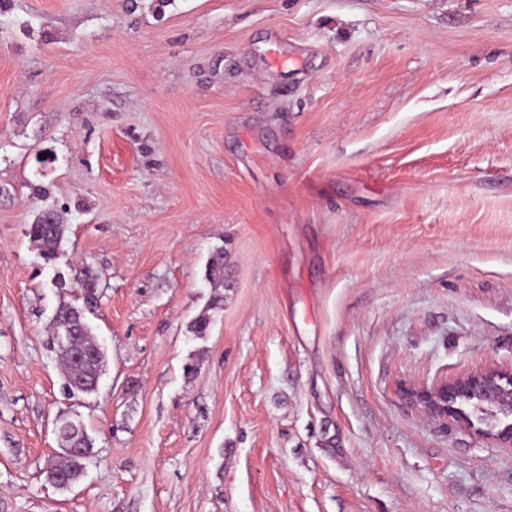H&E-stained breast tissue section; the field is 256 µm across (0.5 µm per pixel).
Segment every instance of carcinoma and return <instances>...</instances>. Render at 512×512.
<instances>
[{
  "label": "carcinoma",
  "mask_w": 512,
  "mask_h": 512,
  "mask_svg": "<svg viewBox=\"0 0 512 512\" xmlns=\"http://www.w3.org/2000/svg\"><path fill=\"white\" fill-rule=\"evenodd\" d=\"M65 230L66 225L62 224L57 209L47 207L38 213L30 225L29 235L39 247L43 259L52 260L56 257ZM208 277L216 284L223 281L224 251H216L210 257ZM53 328L51 340L59 348L61 364L70 388L84 393L96 391L105 356L91 334L84 312L70 303H60L54 315ZM58 438L61 452L50 462L47 478L56 481L57 487L68 489L83 476L93 445L84 428L69 420L61 421Z\"/></svg>",
  "instance_id": "1"
}]
</instances>
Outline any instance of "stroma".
Here are the masks:
<instances>
[{"instance_id":"1","label":"stroma","mask_w":512,"mask_h":512,"mask_svg":"<svg viewBox=\"0 0 512 512\" xmlns=\"http://www.w3.org/2000/svg\"><path fill=\"white\" fill-rule=\"evenodd\" d=\"M63 301L105 352L91 394ZM491 367L512 0H8L0 512H512V447L401 392ZM64 418L95 454L63 490ZM66 230L60 220V213L54 207L41 210L30 225L29 235L40 250L44 260H52L58 253ZM53 345L57 344L60 359L68 385L84 393L98 389L104 365V352L92 336L85 320L84 312L71 303L61 302L55 312L53 321ZM72 336L70 339L64 337ZM63 336V337H59ZM82 349L84 359H77L73 352Z\"/></svg>"}]
</instances>
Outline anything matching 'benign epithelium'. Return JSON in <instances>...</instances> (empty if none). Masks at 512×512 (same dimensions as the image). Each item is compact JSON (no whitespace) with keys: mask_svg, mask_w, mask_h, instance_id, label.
Listing matches in <instances>:
<instances>
[{"mask_svg":"<svg viewBox=\"0 0 512 512\" xmlns=\"http://www.w3.org/2000/svg\"><path fill=\"white\" fill-rule=\"evenodd\" d=\"M406 396L430 416L448 418L464 425L479 437L492 438L512 447V370L486 369L449 380L404 390ZM491 401L507 417L506 424L473 421L466 407L472 403Z\"/></svg>","mask_w":512,"mask_h":512,"instance_id":"7a95c632","label":"benign epithelium"}]
</instances>
